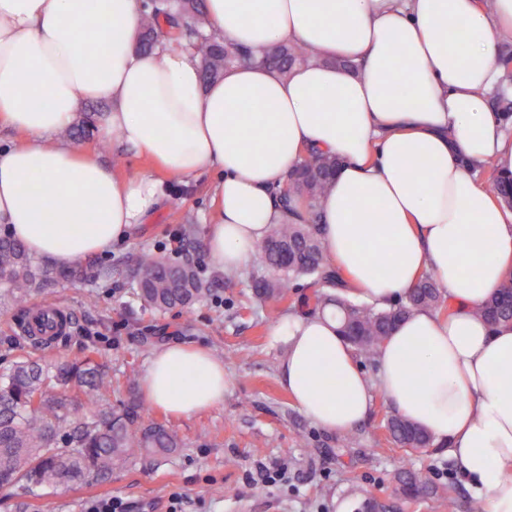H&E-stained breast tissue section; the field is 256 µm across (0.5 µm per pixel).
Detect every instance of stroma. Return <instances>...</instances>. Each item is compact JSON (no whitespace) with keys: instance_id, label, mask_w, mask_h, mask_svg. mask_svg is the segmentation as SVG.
Instances as JSON below:
<instances>
[{"instance_id":"1","label":"stroma","mask_w":512,"mask_h":512,"mask_svg":"<svg viewBox=\"0 0 512 512\" xmlns=\"http://www.w3.org/2000/svg\"><path fill=\"white\" fill-rule=\"evenodd\" d=\"M103 161L122 156L115 174L124 178L141 172L158 173L150 159L136 155L118 140L96 136L81 146ZM211 173L180 182L169 180L164 204L146 221L135 238L113 244L102 254L112 276L96 284V305L86 303V286L56 288L49 301L73 311L70 339L44 347L58 361L82 357L86 337H98L100 352L122 391L140 390L151 357L169 339L200 346L223 361L228 390L221 404L188 416L154 408L155 419L166 422L184 439L185 448L166 458H143L114 471L109 481L83 489L39 488L36 512H84L88 501L119 498L128 512H170L171 498L181 495V512H352L355 503L375 498L389 512H448L439 497L405 500L395 493L399 465L430 476L441 486H454L461 506L472 497L461 478L437 449L404 454L387 442L380 427L389 405L376 396L370 417L355 430L324 431L311 423L280 384L282 344L272 335L270 308L279 313L299 311L311 289H299L276 306L256 302L254 279L267 271L250 264L226 275L212 262L207 247L204 214L212 210ZM194 233H187V225ZM144 248L171 262L203 263L207 296L192 310L166 313L142 311L131 295L134 256ZM284 467L286 475L272 485L253 481L258 467ZM224 486L214 496V483Z\"/></svg>"}]
</instances>
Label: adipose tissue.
<instances>
[{"label": "adipose tissue", "instance_id": "1", "mask_svg": "<svg viewBox=\"0 0 512 512\" xmlns=\"http://www.w3.org/2000/svg\"><path fill=\"white\" fill-rule=\"evenodd\" d=\"M0 0V227L35 256L67 266L131 236L166 197L146 173L116 179L60 141L90 101L169 177L213 171L207 243L235 274L255 244L292 216L270 195L306 150L340 167L319 212L324 242L351 294L378 308L430 269L453 305L400 321L378 350L377 385L330 316L286 314L279 379L306 417L355 429L374 392L443 447L485 512H512V328L474 314L512 269V210L476 181L493 163L512 174V126L489 108L506 93L499 49L512 42V0H206L208 34L265 50L305 45L290 73L234 65L202 85L192 52L136 42L141 0ZM419 164L413 179L406 170ZM49 199L34 205L32 182ZM390 256L377 274L373 255ZM426 365L421 389L411 363ZM224 364L205 348L163 345L144 378L148 401L187 416L223 403Z\"/></svg>", "mask_w": 512, "mask_h": 512}]
</instances>
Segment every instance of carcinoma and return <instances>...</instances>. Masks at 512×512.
Returning <instances> with one entry per match:
<instances>
[{"label":"carcinoma","instance_id":"cac0c4a2","mask_svg":"<svg viewBox=\"0 0 512 512\" xmlns=\"http://www.w3.org/2000/svg\"><path fill=\"white\" fill-rule=\"evenodd\" d=\"M205 0H167L143 15L138 49L152 50L159 40L178 49L183 39L199 58L200 77L208 84L223 76L224 69L250 55L247 50L223 44L206 33ZM312 55L308 48L275 47L262 55L260 63L281 73ZM337 168L336 158L310 152L288 173L279 201L292 211L306 204L308 224H279L256 246L259 266L275 273L268 280L257 278L252 294L263 301L286 300L303 281L315 288L306 301L308 313L336 315L340 332L356 352L375 360L383 341L397 322L410 312L431 309L448 313L451 304L431 270L422 272L406 300L390 310H378L346 294L347 284L326 254L317 206ZM494 189L512 208V180L492 169ZM112 276V267L80 258L67 268H56L30 254L18 241L0 235V311L21 312L32 298L50 288L75 281L92 286ZM137 288L132 295L151 312L189 309L206 295L198 270L190 263H171L143 250L135 257ZM476 314L493 327L512 325V270L502 288L492 293ZM22 335L14 337L8 370L0 374V486H9L18 500L19 512H29L28 498L36 487L68 485L83 487L103 483L118 468L143 456L165 457L184 447L179 435L152 418V408L135 393L117 407L109 402L120 391L112 382V370L102 360L98 347L88 345L82 358L62 364L34 357L29 348L26 319L17 317ZM395 447L412 454L434 447L432 437L421 427L395 413L381 423ZM400 493L411 500L441 495L448 512H460L457 496L429 478L402 469L398 472Z\"/></svg>","mask_w":512,"mask_h":512}]
</instances>
